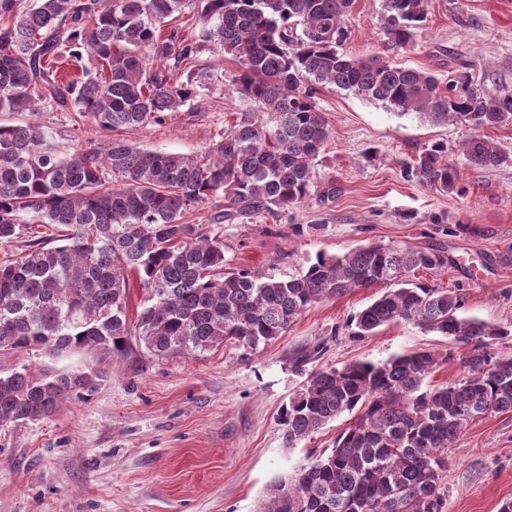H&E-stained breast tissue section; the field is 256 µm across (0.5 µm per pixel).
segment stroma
Listing matches in <instances>:
<instances>
[{"label":"stroma","instance_id":"1","mask_svg":"<svg viewBox=\"0 0 512 512\" xmlns=\"http://www.w3.org/2000/svg\"><path fill=\"white\" fill-rule=\"evenodd\" d=\"M382 0H357L343 46L352 56L384 50ZM391 61L440 77L465 75L486 92L512 95V0H430L414 44ZM208 78L190 106L162 122L117 131L139 147L196 154L250 111L232 88L231 63L204 45L196 59ZM332 129L318 156L305 202L224 223L216 198L186 216L224 241V269L285 278L318 253L340 255L368 244L444 251L450 262L417 269L415 282L461 289L463 316L496 324L506 338L494 350L512 356V126L484 129L503 165L467 169L460 150L472 131L435 126L415 114L333 87L316 96ZM40 124L60 153L99 147L112 134L88 117L42 105L38 114L0 112V123ZM448 147L461 169L453 192L424 187L405 170L424 147ZM333 197H323L327 188ZM317 232H310V225ZM482 285L470 284V276ZM384 285L326 300L305 311L277 341L256 351L220 346L195 356L157 358L138 337L114 355L109 378L90 396L64 400L37 422L0 426V512H262L270 486L331 449L356 421L343 413L287 446L281 412L304 381L291 357L307 348L310 369L383 362L416 351H454L429 379L465 375V349L417 325L396 323L352 335L350 318ZM446 512H499L512 499V412L469 423L448 453Z\"/></svg>","mask_w":512,"mask_h":512}]
</instances>
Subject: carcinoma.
Returning <instances> with one entry per match:
<instances>
[{
    "label": "carcinoma",
    "instance_id": "carcinoma-1",
    "mask_svg": "<svg viewBox=\"0 0 512 512\" xmlns=\"http://www.w3.org/2000/svg\"><path fill=\"white\" fill-rule=\"evenodd\" d=\"M200 33L166 29L187 3ZM356 0H0V112L73 109L108 131L157 123L198 94L201 44L235 65L232 86L254 108L196 155L146 150L112 138L103 148L61 156L41 126H0V241L34 223L67 228L0 263V350L51 358L82 354L66 372L24 367L0 374V426L51 415L69 397L94 392L112 355L134 335L153 356H191L217 346L256 350L282 336L308 308L377 284L391 285L353 318L354 335L412 323L469 346L466 376L430 386L454 360L418 351L385 362H353L306 373L311 354L292 357L307 375L282 413L293 446L357 411L331 451L270 486L264 512H445L448 448L478 418L512 411V358L490 351L499 326L460 316L461 289L410 283L418 268L448 266L444 252L367 244L320 253L286 279L249 270L225 273L224 240L184 216L224 198V216L274 212L305 201L312 167L330 138L317 88L332 85L435 124H466L471 168L504 156L480 131L512 125V96H489L464 77L448 82L386 56L352 57L340 47ZM429 0H383L386 50L410 48ZM92 54L98 70L66 80L57 62ZM117 179L110 187L106 176ZM407 176L452 192L460 171L439 143L422 149ZM149 299L128 313V273Z\"/></svg>",
    "mask_w": 512,
    "mask_h": 512
}]
</instances>
